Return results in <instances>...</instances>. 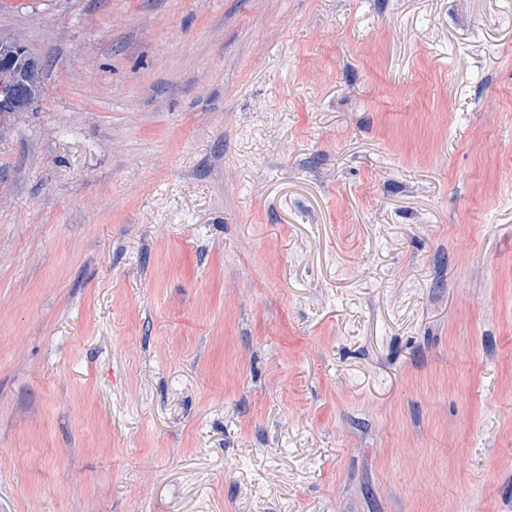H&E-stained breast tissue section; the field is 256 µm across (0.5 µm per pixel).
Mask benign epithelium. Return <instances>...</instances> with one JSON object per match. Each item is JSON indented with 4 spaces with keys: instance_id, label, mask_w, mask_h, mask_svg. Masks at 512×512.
Returning a JSON list of instances; mask_svg holds the SVG:
<instances>
[{
    "instance_id": "obj_1",
    "label": "benign epithelium",
    "mask_w": 512,
    "mask_h": 512,
    "mask_svg": "<svg viewBox=\"0 0 512 512\" xmlns=\"http://www.w3.org/2000/svg\"><path fill=\"white\" fill-rule=\"evenodd\" d=\"M42 60L22 45L0 37V112H27L41 88Z\"/></svg>"
}]
</instances>
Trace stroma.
<instances>
[{
	"label": "stroma",
	"instance_id": "obj_1",
	"mask_svg": "<svg viewBox=\"0 0 512 512\" xmlns=\"http://www.w3.org/2000/svg\"><path fill=\"white\" fill-rule=\"evenodd\" d=\"M0 35V512H512V0ZM42 60L0 37V112H28L41 88Z\"/></svg>",
	"mask_w": 512,
	"mask_h": 512
}]
</instances>
